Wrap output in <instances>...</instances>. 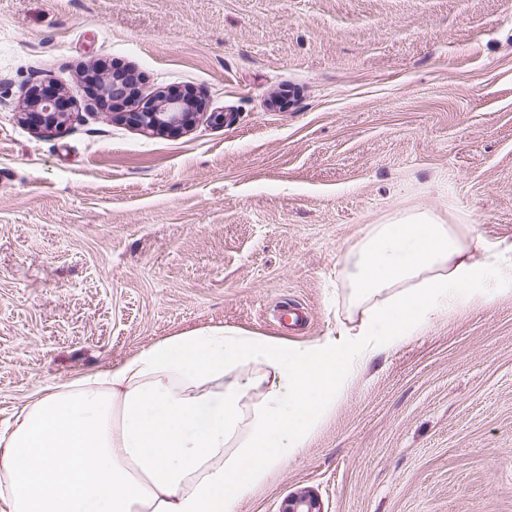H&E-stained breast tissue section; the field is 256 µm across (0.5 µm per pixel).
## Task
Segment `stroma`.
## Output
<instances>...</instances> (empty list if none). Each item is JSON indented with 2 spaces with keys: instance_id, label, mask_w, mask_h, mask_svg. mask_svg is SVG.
<instances>
[{
  "instance_id": "stroma-1",
  "label": "stroma",
  "mask_w": 512,
  "mask_h": 512,
  "mask_svg": "<svg viewBox=\"0 0 512 512\" xmlns=\"http://www.w3.org/2000/svg\"><path fill=\"white\" fill-rule=\"evenodd\" d=\"M98 64L194 90L193 126L113 120ZM35 84L75 97L63 134L22 114ZM411 209L512 242V0H0V434L37 388L187 331L337 336L346 252ZM305 490L512 512V294L377 357L236 512Z\"/></svg>"
}]
</instances>
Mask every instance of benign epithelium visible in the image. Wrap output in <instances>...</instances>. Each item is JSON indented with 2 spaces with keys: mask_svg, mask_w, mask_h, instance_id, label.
<instances>
[{
  "mask_svg": "<svg viewBox=\"0 0 512 512\" xmlns=\"http://www.w3.org/2000/svg\"><path fill=\"white\" fill-rule=\"evenodd\" d=\"M128 77L123 73L112 74L101 81L98 95L102 101L120 99L128 96ZM30 107L34 111L29 118L37 126H43L49 131L62 132L66 124L67 113L58 108V102L53 97H45L40 93V87L30 88ZM194 99L178 92L160 93L152 100L134 112L120 113V119L128 124L145 131L179 132L188 128L195 113L190 111ZM282 512H324L318 496L312 491H303L286 499Z\"/></svg>",
  "mask_w": 512,
  "mask_h": 512,
  "instance_id": "1",
  "label": "benign epithelium"
}]
</instances>
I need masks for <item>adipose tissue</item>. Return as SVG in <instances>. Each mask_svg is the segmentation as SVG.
Wrapping results in <instances>:
<instances>
[{
    "label": "adipose tissue",
    "mask_w": 512,
    "mask_h": 512,
    "mask_svg": "<svg viewBox=\"0 0 512 512\" xmlns=\"http://www.w3.org/2000/svg\"><path fill=\"white\" fill-rule=\"evenodd\" d=\"M360 321L306 344L213 327L39 390L0 440V512H235L309 445L362 369L441 315L512 292V243L426 211L345 257Z\"/></svg>",
    "instance_id": "obj_1"
}]
</instances>
